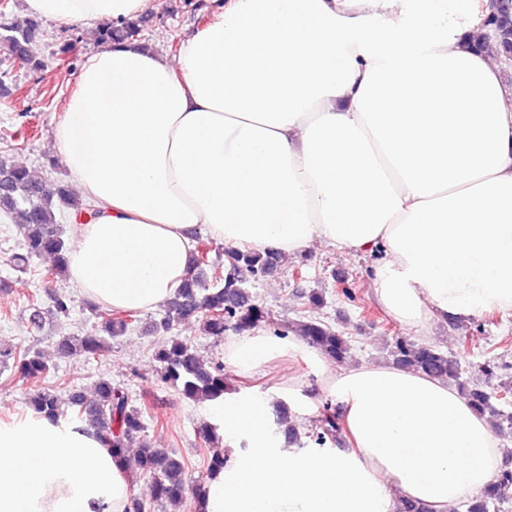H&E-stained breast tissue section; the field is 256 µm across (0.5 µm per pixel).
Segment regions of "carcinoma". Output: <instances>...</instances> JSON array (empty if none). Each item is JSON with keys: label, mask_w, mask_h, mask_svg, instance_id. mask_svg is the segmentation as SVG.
Masks as SVG:
<instances>
[{"label": "carcinoma", "mask_w": 512, "mask_h": 512, "mask_svg": "<svg viewBox=\"0 0 512 512\" xmlns=\"http://www.w3.org/2000/svg\"><path fill=\"white\" fill-rule=\"evenodd\" d=\"M483 25L492 32L497 50L505 54L512 47V7L498 16L486 19ZM37 18L23 23L0 25V44L11 52L27 55L28 45L38 36ZM140 21L134 20L121 26L106 24L100 29L104 42L130 41L140 38ZM87 209L85 199L69 184L48 183L33 178L24 167L7 165L0 161V215L14 220L24 234V252L12 256L11 266L24 273L34 257L49 255L53 266L48 275L67 277L69 245L64 239L60 220L72 212ZM212 242L198 239L192 256L188 277L176 294L166 302L163 314L154 323V329L172 332L184 321L195 319L209 336H222L231 330L237 333L251 331L268 322V311L252 300L247 285L257 282L278 268L280 257L274 252H258L248 247L224 251V261L210 257ZM229 273L228 278L217 274V269ZM73 299L67 294H56L47 309L33 303L30 323L39 328L48 315L69 316ZM99 335H64L57 341V350L63 356L92 358L99 354L105 338L122 336L140 322L136 311L99 313ZM300 337L319 349L326 357L341 362L350 350L348 338L329 323L309 314H302L289 322L278 336L288 333ZM390 357L395 366L418 371L430 378L448 381L464 395L479 413L493 420L498 433H512V410L500 405L512 399V376L500 381L493 390L472 386L462 380L456 357L435 346L418 344L405 336L394 338ZM159 363L160 381L178 388L191 400H214L224 395V361L217 360L206 366L192 346L176 336L170 337L166 346L155 354ZM13 367L27 380L38 382L50 372V366L35 350H0V368ZM30 405L37 414L53 421L64 415L58 396L50 389L37 392ZM78 418L105 440L107 447L126 470L143 480L145 496L159 506H181L191 494L201 499L206 485L201 482L189 488L183 463L173 452L158 448L145 435L146 424L142 409L131 404L128 394L112 385V380L102 376L95 382V396L88 400L74 391L68 398ZM315 444L323 446L327 440L340 442L341 427L338 417L329 406L323 408L318 431L311 435ZM512 488V468L503 469L496 480L479 496L466 504V512H491L500 503L505 492Z\"/></svg>", "instance_id": "obj_1"}]
</instances>
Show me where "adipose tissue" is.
Instances as JSON below:
<instances>
[{"label": "adipose tissue", "instance_id": "1", "mask_svg": "<svg viewBox=\"0 0 512 512\" xmlns=\"http://www.w3.org/2000/svg\"><path fill=\"white\" fill-rule=\"evenodd\" d=\"M94 26L156 0H26ZM489 0H225L175 58L137 42L89 52L54 130L90 206L72 214L68 284L115 311H153L197 237L291 259L312 245L383 251L372 290L402 326L512 310V85L474 44ZM300 353L350 442L288 444L264 396L207 403L224 468L200 512H450L502 463L491 425L447 382L393 366L328 368L298 338L248 331L239 374ZM133 487L81 423L0 421V512H130Z\"/></svg>", "mask_w": 512, "mask_h": 512}]
</instances>
